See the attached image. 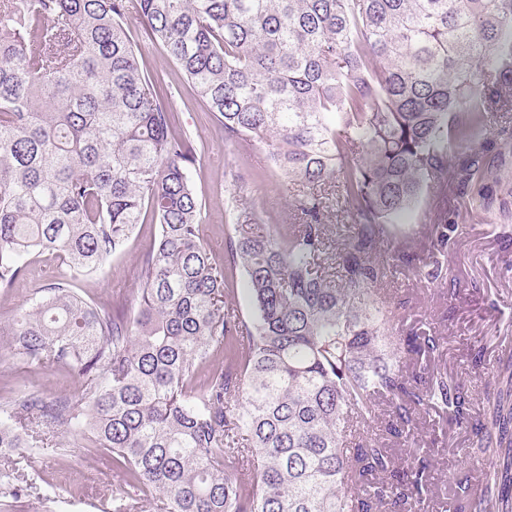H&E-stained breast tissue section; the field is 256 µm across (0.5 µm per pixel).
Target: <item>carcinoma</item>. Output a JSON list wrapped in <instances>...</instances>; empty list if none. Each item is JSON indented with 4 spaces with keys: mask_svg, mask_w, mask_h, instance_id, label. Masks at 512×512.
Masks as SVG:
<instances>
[{
    "mask_svg": "<svg viewBox=\"0 0 512 512\" xmlns=\"http://www.w3.org/2000/svg\"><path fill=\"white\" fill-rule=\"evenodd\" d=\"M144 24L235 143L266 142L294 223L200 237L196 148L172 132L168 94L131 40ZM512 100V0H0V288L33 256L93 272L137 225L159 224L136 267L137 308L105 309L61 275L7 328L0 354L67 370L73 393L0 403V493L27 484L14 457L91 448L121 512H413L429 459L394 448L440 409L470 422L468 390L430 365L428 331H397L385 245L430 280L448 233L417 263L389 225L448 180L483 178L481 148ZM335 214L353 225L333 235ZM241 268L254 306H229ZM469 455L448 477L453 512H512V352L495 360Z\"/></svg>",
    "mask_w": 512,
    "mask_h": 512,
    "instance_id": "1",
    "label": "carcinoma"
}]
</instances>
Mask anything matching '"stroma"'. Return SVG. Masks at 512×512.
<instances>
[{
	"mask_svg": "<svg viewBox=\"0 0 512 512\" xmlns=\"http://www.w3.org/2000/svg\"><path fill=\"white\" fill-rule=\"evenodd\" d=\"M131 33L143 50L144 69L172 93L174 131L190 135L195 142L191 176L202 202L204 241L216 259H223L225 234L231 229L225 213L231 197L242 201L240 223H248L255 211L263 213L266 224L290 223L289 193L278 174L263 169L267 143L245 148L225 141L222 125L164 50L153 43L149 32L135 23ZM484 149L494 163L483 179V193L448 182L441 190L425 193L418 207L393 226L411 253L425 259L432 250L430 226L455 225L444 279L430 283L415 270L400 268L384 284L392 300L407 301L410 325L435 324L442 338L440 364L468 389L474 417L487 402L488 371L472 364V347L482 346L491 363L501 346L512 345V129H492ZM157 231L155 224L139 225L124 252L95 274L74 276L76 290L98 306H111L117 292L133 288L132 270ZM59 273L55 255L36 257L26 277L0 290V326L16 319L35 292L54 282ZM78 387L77 378L68 372L42 373L0 360V402L28 389L53 397ZM420 420L421 427L407 446L412 452L429 455L432 494L416 512H445L446 479L449 473L468 469L466 451L474 447L475 438L469 427L456 424L438 409L429 410ZM18 468L33 478L35 488L14 512H99V504L113 497L135 496L133 490H119L106 456L84 448H71L61 455L49 453L32 465L22 460Z\"/></svg>",
	"mask_w": 512,
	"mask_h": 512,
	"instance_id": "35a3bbf8",
	"label": "stroma"
}]
</instances>
